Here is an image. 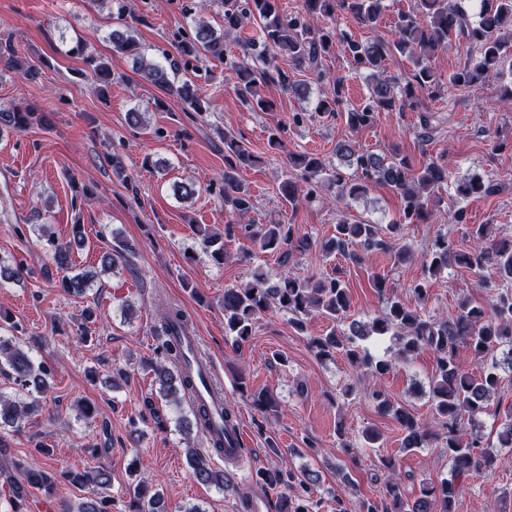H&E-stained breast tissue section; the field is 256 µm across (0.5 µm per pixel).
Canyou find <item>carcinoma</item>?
Here are the masks:
<instances>
[{
  "label": "carcinoma",
  "mask_w": 512,
  "mask_h": 512,
  "mask_svg": "<svg viewBox=\"0 0 512 512\" xmlns=\"http://www.w3.org/2000/svg\"><path fill=\"white\" fill-rule=\"evenodd\" d=\"M346 0H301L292 12L280 11L277 0H224V31L241 30L251 21L259 22L256 35L244 39L240 53L229 57L224 52V37L209 26L200 24L192 40L182 39L176 44L177 56L162 66L139 51L132 36L125 31H112L114 48L133 57L135 70L146 81L169 94L177 96L186 112H204V100L188 80L179 78L180 68L201 55L224 62L238 78L236 92L240 102L256 112L269 109L261 87L277 82L285 90L301 97L310 94V86L293 81L278 64V57L298 71H309L318 78H326L322 60L341 46L356 71L368 73V97L364 103L344 112L347 125L353 130L372 127L384 112H401L409 107L424 110L421 94L429 98L441 95L442 77L432 66L436 54L448 44V37L456 36L471 49L463 69L448 76L451 86H477L490 77H502L512 71V0H475V14L469 15L455 0H415L414 7L398 13L395 19L396 39L359 41L335 27L325 26L334 19L336 11ZM352 8L360 14L363 23L372 27L378 23L384 10V0H353ZM399 53L409 57L413 64L412 79L400 83L386 75L385 62ZM329 94L316 101L315 111L333 114L340 111L345 99V77L328 80ZM24 112L0 109V124L22 128L29 124ZM335 155L340 164L334 165L315 154H287V169L282 171L279 186L281 198L296 208L300 202L298 180L310 186V191L323 185L335 189L336 202L363 198L372 183L390 187L401 199L399 218L385 226L366 222L351 223L339 220L334 236L320 246L325 258L337 255L363 265L378 253H388L394 265H402L412 258L410 250L396 244L401 230L407 224L430 221L435 207L441 202L440 191L452 187L457 197L467 199L495 193L498 184L488 176L474 174L462 181H450L448 168L433 158L417 165L399 152L380 155L365 151L352 140L336 143ZM257 158L245 142L231 133H224V208L245 215L254 210V196L241 182L239 172L256 163ZM353 168L348 175L342 168ZM73 239L63 242L48 238L52 260L61 274V287L70 295L81 296L93 285L97 272L85 270L72 273L73 247H81L85 239L80 225H73ZM252 237L261 252L275 253L286 272L274 281L261 269L253 271L251 280L240 288L224 289V330L240 346L252 336L253 326L271 307L289 315V320L300 332L305 331V317L317 313L338 324L322 336L310 338L314 355L332 359L344 357L349 366L373 378H384L392 368V361L377 358L364 346L368 341L389 339L403 361L414 358L426 349L435 357V369L429 384L433 412L443 419L448 428L445 448L451 463L452 479L439 484H423L413 498L404 491L397 463L393 457L382 460L388 476L382 488L381 503L363 500L359 512H453L457 496V480L472 473L492 471L501 464L499 448L512 447V401L502 395L493 411L499 422L497 442H492L474 428L480 415L488 413L492 395L505 391L503 374H512V237L495 238L490 225L475 224L469 231L470 245L457 247L446 235H438L424 253L423 277L412 286L418 300L425 302L433 279L454 268L472 273L477 284L493 290L491 304L483 307L468 299L458 302L454 316H430L398 298L389 297L382 311L369 320L351 317V294L346 283L329 274L318 278L301 279L292 276L291 262L297 255L311 250V241L295 233L293 225L256 224ZM201 250L217 264L224 263V240L214 235L200 239ZM131 249L127 243L115 239L112 251L100 257V267L107 271ZM186 313L175 306L165 308L156 338L160 360L151 364L154 382L160 397L175 403L181 395H192L194 378L180 371L174 374L168 363L180 365L184 357L181 337L186 335ZM468 348L480 364L477 375L469 372L460 357V347ZM0 375L5 376L15 389L28 396H45L51 389L52 369L36 361L13 336L0 335ZM375 410L390 415L399 424L404 452L425 448L437 437L427 424L411 411L394 405L381 390L369 393ZM37 407L17 397L0 394V427H16ZM194 419L182 415L176 418L178 431L189 435L193 426L207 421V410L196 405ZM187 464L191 476L203 484L219 489L229 487L227 473L210 465L209 457L194 448L188 450ZM13 498L12 512H27V488L51 495V481L43 467L29 462H10ZM262 482L271 488L290 487L296 482L303 490L319 482V475L308 471L301 475L266 469L260 473ZM71 482L86 490L85 496L67 512H112L108 495L111 473L96 466L82 474H75ZM129 512H162L160 491L144 482L129 490Z\"/></svg>",
  "instance_id": "carcinoma-1"
}]
</instances>
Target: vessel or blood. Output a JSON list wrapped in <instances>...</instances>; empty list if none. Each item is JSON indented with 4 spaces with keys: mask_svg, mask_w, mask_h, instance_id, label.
<instances>
[{
    "mask_svg": "<svg viewBox=\"0 0 512 512\" xmlns=\"http://www.w3.org/2000/svg\"><path fill=\"white\" fill-rule=\"evenodd\" d=\"M188 359L182 364L183 369L196 375L195 399L205 404L210 413L209 436L220 435L224 438V447L220 457L225 463L234 465L241 461L247 446L241 425L224 424V391L217 383V371L214 363L203 353L196 337H189Z\"/></svg>",
    "mask_w": 512,
    "mask_h": 512,
    "instance_id": "vessel-or-blood-1",
    "label": "vessel or blood"
}]
</instances>
